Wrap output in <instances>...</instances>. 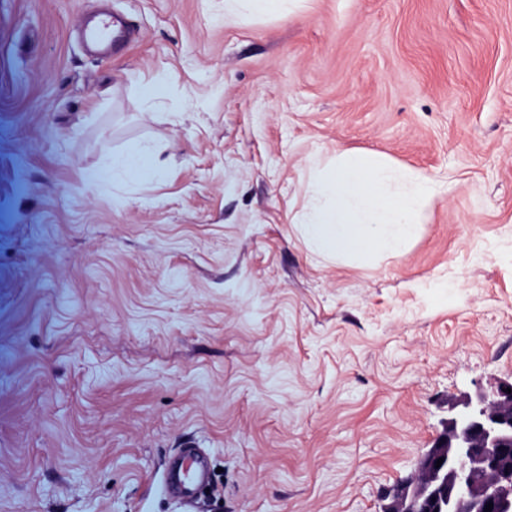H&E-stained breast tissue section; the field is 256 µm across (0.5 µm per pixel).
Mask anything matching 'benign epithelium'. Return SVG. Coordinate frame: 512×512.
<instances>
[{
	"mask_svg": "<svg viewBox=\"0 0 512 512\" xmlns=\"http://www.w3.org/2000/svg\"><path fill=\"white\" fill-rule=\"evenodd\" d=\"M489 503L512 512V392L503 389L465 397L388 512H484Z\"/></svg>",
	"mask_w": 512,
	"mask_h": 512,
	"instance_id": "benign-epithelium-1",
	"label": "benign epithelium"
}]
</instances>
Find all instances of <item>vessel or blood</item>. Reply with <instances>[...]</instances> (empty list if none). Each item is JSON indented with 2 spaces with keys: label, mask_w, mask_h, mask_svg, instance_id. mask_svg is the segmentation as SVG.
Here are the masks:
<instances>
[{
  "label": "vessel or blood",
  "mask_w": 512,
  "mask_h": 512,
  "mask_svg": "<svg viewBox=\"0 0 512 512\" xmlns=\"http://www.w3.org/2000/svg\"><path fill=\"white\" fill-rule=\"evenodd\" d=\"M83 38L95 47L99 55L119 48L130 37V26L118 22L110 14L102 13L84 22ZM212 485L210 464L206 455L184 447L180 463L166 468L161 485L162 493L174 501L178 512H200L199 500Z\"/></svg>",
  "instance_id": "1"
}]
</instances>
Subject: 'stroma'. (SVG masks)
<instances>
[{"label": "stroma", "instance_id": "obj_1", "mask_svg": "<svg viewBox=\"0 0 512 512\" xmlns=\"http://www.w3.org/2000/svg\"><path fill=\"white\" fill-rule=\"evenodd\" d=\"M0 0V512H382L466 394L512 384V0ZM147 175L93 172L138 145ZM433 179L360 261L298 221L313 160ZM246 2L253 15L264 16L283 14L290 9L291 2L299 0H225V3ZM82 31L84 41L95 47L101 57L107 54L111 46L115 52L132 33L130 26L123 25L108 13L86 20ZM192 446L183 445L181 462L167 467L163 474L161 491L174 501L178 512H199V500L212 486L209 459L194 453Z\"/></svg>", "mask_w": 512, "mask_h": 512}]
</instances>
